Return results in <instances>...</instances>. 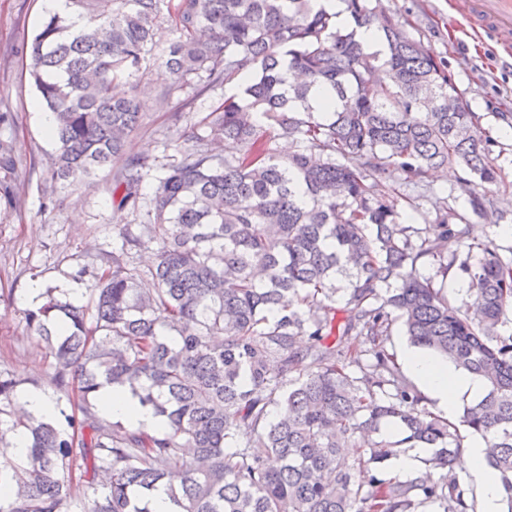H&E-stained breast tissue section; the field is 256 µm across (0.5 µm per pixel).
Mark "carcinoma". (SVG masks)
Returning a JSON list of instances; mask_svg holds the SVG:
<instances>
[{"mask_svg": "<svg viewBox=\"0 0 512 512\" xmlns=\"http://www.w3.org/2000/svg\"><path fill=\"white\" fill-rule=\"evenodd\" d=\"M342 2L339 23L315 0H65L23 41L55 117L50 193L123 155L139 101L112 88L140 70L164 22L179 38L162 97L190 105L252 76L179 149L153 220L127 225L96 270L77 271L93 277L88 301L50 288L24 312L73 410L62 422L10 419L21 381L0 372V449L20 427L30 439L24 459L0 461V512H73L76 481L82 512H151L162 486L174 512H475L455 474L462 427L484 440L512 512V333L499 331L512 246L470 239L446 198L422 227L403 205V188L456 165L472 214L487 216L495 140L381 0ZM373 24L382 56L358 38ZM275 131L296 143L286 157ZM148 167L126 159L117 206L139 209ZM152 244L143 271L134 254ZM450 273L468 281L471 303L449 296ZM339 279L344 319L332 305ZM397 322L414 346L484 381L456 421L426 406L389 351ZM105 383L129 388L162 427L104 416ZM400 448L434 449L420 477L379 473Z\"/></svg>", "mask_w": 512, "mask_h": 512, "instance_id": "obj_1", "label": "carcinoma"}]
</instances>
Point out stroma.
Instances as JSON below:
<instances>
[{"mask_svg":"<svg viewBox=\"0 0 512 512\" xmlns=\"http://www.w3.org/2000/svg\"><path fill=\"white\" fill-rule=\"evenodd\" d=\"M383 3L403 22L409 37L422 40L442 60L477 113L480 127L494 138L492 157L500 180L492 192L493 207L503 213L504 223L512 225V122L502 118L503 113H512V62L489 38L472 32L448 0ZM45 15L42 0H0V112L14 114L13 124L0 126V140L8 142L17 158L35 165L23 181L0 169V371L36 379L38 390L65 410L67 400L49 384L47 348L25 332L26 289L37 281L73 303L85 302L92 280L77 277V270L95 264L100 250L119 244L124 225L150 222L158 180L165 165L178 160L177 146L204 133L203 120L213 106L239 95L241 86L235 81L213 88L190 105L177 96L163 98L170 74L159 58L176 38L171 27H163L132 82L119 86L125 94L137 91L141 103L139 126L131 133L126 152L154 163L143 175L139 210L120 209L112 202L113 177L125 165L121 159L84 182L58 187L52 199H45L55 144L43 129L39 96L28 79L30 59L16 51L20 38L32 36ZM175 112L182 115L176 125L171 122ZM460 175L452 167L447 175L407 188L416 206L415 223L434 222L435 198L465 199Z\"/></svg>","mask_w":512,"mask_h":512,"instance_id":"stroma-1","label":"stroma"}]
</instances>
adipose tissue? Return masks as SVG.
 <instances>
[{"instance_id": "adipose-tissue-1", "label": "adipose tissue", "mask_w": 512, "mask_h": 512, "mask_svg": "<svg viewBox=\"0 0 512 512\" xmlns=\"http://www.w3.org/2000/svg\"><path fill=\"white\" fill-rule=\"evenodd\" d=\"M401 357L410 379L448 419H456L461 401L477 399L484 392L480 378L462 373L452 363L432 354L406 347L402 349ZM98 402L111 419L151 429L159 425L158 417L150 409L141 408L130 392L112 385L101 387ZM484 449L483 439L464 441L459 451V469L475 497L476 512H499L503 491L501 478L497 471L482 464Z\"/></svg>"}]
</instances>
